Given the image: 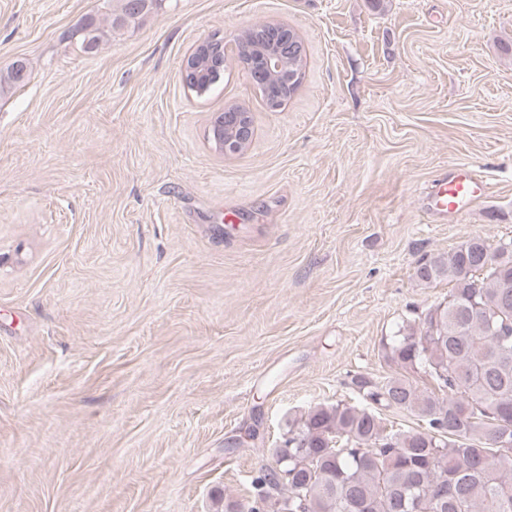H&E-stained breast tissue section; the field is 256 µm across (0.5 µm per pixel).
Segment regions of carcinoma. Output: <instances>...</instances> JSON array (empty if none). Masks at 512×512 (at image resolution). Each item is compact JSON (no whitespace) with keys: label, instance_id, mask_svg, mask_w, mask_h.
<instances>
[{"label":"carcinoma","instance_id":"carcinoma-1","mask_svg":"<svg viewBox=\"0 0 512 512\" xmlns=\"http://www.w3.org/2000/svg\"><path fill=\"white\" fill-rule=\"evenodd\" d=\"M159 2L133 14L130 0H103L104 16L121 29ZM103 37L93 19L70 33L82 46ZM416 278L452 288L387 356L420 370L430 390L400 375L355 385L374 407L418 417L419 428L392 434L368 408L316 406L277 450L279 469L298 472L299 483L277 485L261 469L246 502L226 512H267L282 490L280 512H512V247L471 238L422 259Z\"/></svg>","mask_w":512,"mask_h":512}]
</instances>
